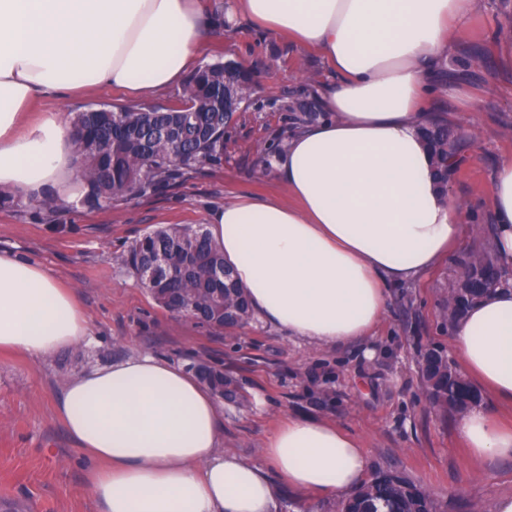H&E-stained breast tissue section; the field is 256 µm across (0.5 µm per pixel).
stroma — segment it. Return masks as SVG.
<instances>
[{
  "label": "stroma",
  "mask_w": 512,
  "mask_h": 512,
  "mask_svg": "<svg viewBox=\"0 0 512 512\" xmlns=\"http://www.w3.org/2000/svg\"><path fill=\"white\" fill-rule=\"evenodd\" d=\"M511 20L512 0H477L470 23L452 36L437 81L475 89L478 107L460 111L444 95L431 103L465 145L467 160L451 188L473 227L469 251L485 244L476 229L491 222L493 169L512 154V64L499 60L493 39ZM208 44L209 62L246 64L255 79L224 135L221 165L109 208L77 199L53 212L18 199L0 205V253L38 262L71 288L91 332L88 345L48 358L0 355V499H10L16 512H97L87 485L94 462L78 450L55 403L79 374L151 355L186 369L203 359L236 380L247 404L221 401V444L247 462L263 464L261 449L282 417L321 419L367 448L371 471L404 473L443 512H493L499 498L512 495V456L471 458L457 414L433 412L420 384L419 353L426 346H441L454 364L462 362L441 316L454 259L392 288L370 342L327 348L258 317L233 335H215L156 306L127 268L134 240L157 227L207 224L213 210L241 197L291 203L286 182L261 165L272 162L295 128L294 107L318 111L320 89L337 79L315 50L259 30L245 15L236 16L233 31L211 29ZM129 103L124 92L102 87L79 97H44L36 109L68 120L95 104Z\"/></svg>",
  "instance_id": "1"
}]
</instances>
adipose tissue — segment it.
Here are the masks:
<instances>
[{"label": "adipose tissue", "instance_id": "adipose-tissue-1", "mask_svg": "<svg viewBox=\"0 0 512 512\" xmlns=\"http://www.w3.org/2000/svg\"><path fill=\"white\" fill-rule=\"evenodd\" d=\"M476 0H235L261 30L318 51L339 77L320 92L329 120L290 136L275 167L294 205L242 198L208 231L253 311L317 346L368 339L391 284L434 269L464 242L463 208L442 192L421 136L432 71ZM203 0H0V187L39 204L84 192L60 113L24 117L42 96L111 86L139 96L179 87L204 59ZM491 248L512 272V155L493 172ZM466 374L512 400V288L452 325ZM74 291L39 263L0 253V352L46 357L87 342ZM57 412L81 452L98 512H277V483L302 500L358 488L368 452L336 425L284 419L266 467L221 447L212 391L179 365L142 356L68 382ZM478 457L512 455V428L481 405L460 418ZM275 470L279 482L267 472Z\"/></svg>", "mask_w": 512, "mask_h": 512}]
</instances>
